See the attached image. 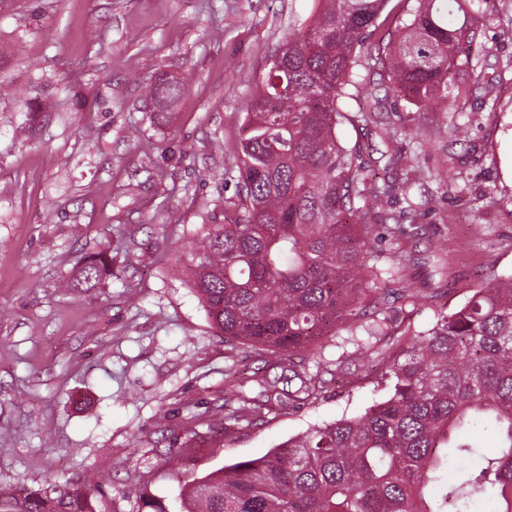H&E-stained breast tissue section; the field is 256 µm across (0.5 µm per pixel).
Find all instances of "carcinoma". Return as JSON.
Instances as JSON below:
<instances>
[{"label":"carcinoma","instance_id":"carcinoma-1","mask_svg":"<svg viewBox=\"0 0 512 512\" xmlns=\"http://www.w3.org/2000/svg\"><path fill=\"white\" fill-rule=\"evenodd\" d=\"M387 2L313 0L246 105L233 218L203 225L191 252L192 287L232 345L284 360L323 341L350 345L345 370L378 368L387 396L184 481L175 511L140 495L134 512H474L484 500L491 512H512V274L489 276L426 331L396 324L393 305L445 296L448 273L432 288L412 285L404 243L421 238L415 214L388 211L395 186L368 181L364 155L376 148L345 147L336 134L344 123L364 128L380 104L363 92L371 74L410 106L463 110L478 86L457 75L478 66L471 47L491 0H413L408 20L371 42ZM186 89L164 74L145 83L168 109ZM373 215L389 222L388 250L375 246ZM106 271L104 258L87 260L68 287L91 288ZM292 373L288 390L257 379V397L228 384L224 429L317 400L319 374ZM478 423L495 433V453L471 443ZM98 494L75 482L1 485L0 512H96Z\"/></svg>","mask_w":512,"mask_h":512}]
</instances>
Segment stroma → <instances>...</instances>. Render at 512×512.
I'll list each match as a JSON object with an SVG mask.
<instances>
[{
	"label": "stroma",
	"mask_w": 512,
	"mask_h": 512,
	"mask_svg": "<svg viewBox=\"0 0 512 512\" xmlns=\"http://www.w3.org/2000/svg\"><path fill=\"white\" fill-rule=\"evenodd\" d=\"M312 0H0V484L66 480L101 490V512L139 493L260 457L311 426L355 416L385 395L336 380L342 351L318 344L324 388L310 406L223 431L230 370L287 376L284 361L231 348L191 287V244L224 221L236 192L241 116L289 29ZM492 81L465 113L416 111L390 97L402 157L390 208L416 203L445 251H420L428 287L448 269L447 301L395 309L424 331L490 274H512V0L478 23ZM191 75L175 111L142 86ZM469 126L451 145L454 124ZM447 167L448 183L420 173ZM112 268L91 289H62L84 260ZM179 451L177 464L168 450Z\"/></svg>",
	"instance_id": "1"
}]
</instances>
